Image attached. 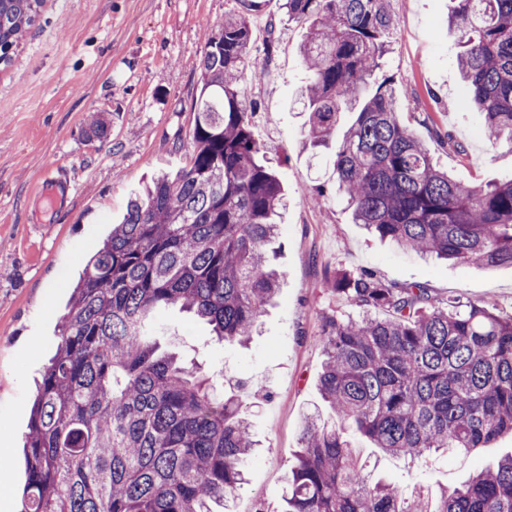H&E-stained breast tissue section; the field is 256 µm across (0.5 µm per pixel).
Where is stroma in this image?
<instances>
[{
  "instance_id": "stroma-1",
  "label": "stroma",
  "mask_w": 512,
  "mask_h": 512,
  "mask_svg": "<svg viewBox=\"0 0 512 512\" xmlns=\"http://www.w3.org/2000/svg\"><path fill=\"white\" fill-rule=\"evenodd\" d=\"M452 0H391L396 29L386 74L407 81L399 117L438 166L462 183L512 176V148L490 144L483 116L470 108L458 73V39L448 28ZM239 0H46L8 66L0 67V448L27 431L35 381L58 343L69 286L148 175L182 166L191 151L201 50ZM304 30L265 0L252 41L267 68L245 83L253 133L287 198L277 263L284 277L246 346L215 344L207 325L178 308L156 312L162 345L224 376L258 446L233 512H282L280 490L295 462L305 418L329 417L319 392L324 315H354L331 293L336 270H366L385 282L419 284L432 296L512 304V267L436 261L383 242L354 224L336 191L335 145H305L308 119L299 99ZM109 138L89 136L94 118ZM462 146L450 153L446 136ZM62 172L57 200L41 184ZM352 445L374 477L404 491L452 487L512 452V435L468 456L411 468L360 437Z\"/></svg>"
}]
</instances>
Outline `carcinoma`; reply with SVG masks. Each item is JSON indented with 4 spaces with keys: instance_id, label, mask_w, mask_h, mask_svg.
I'll return each mask as SVG.
<instances>
[{
    "instance_id": "obj_1",
    "label": "carcinoma",
    "mask_w": 512,
    "mask_h": 512,
    "mask_svg": "<svg viewBox=\"0 0 512 512\" xmlns=\"http://www.w3.org/2000/svg\"><path fill=\"white\" fill-rule=\"evenodd\" d=\"M240 2L202 50L187 166L129 200L73 287L30 410L21 512H226L244 483L253 440L238 399L150 329L177 306L215 341L243 345L280 288L285 193L242 93L266 74L251 40L262 0ZM389 2L282 0L288 21L306 25L307 140L327 144L357 113L333 160L355 223L416 254L512 267V177L455 181L397 116ZM453 2L469 106L488 141L512 145V0ZM43 3L0 0L1 65ZM333 287L358 310L326 317L319 337V390L337 423L306 418L283 512H512V454L459 487L406 498L370 479L345 433L413 464L512 434V311L366 271L339 269Z\"/></svg>"
}]
</instances>
